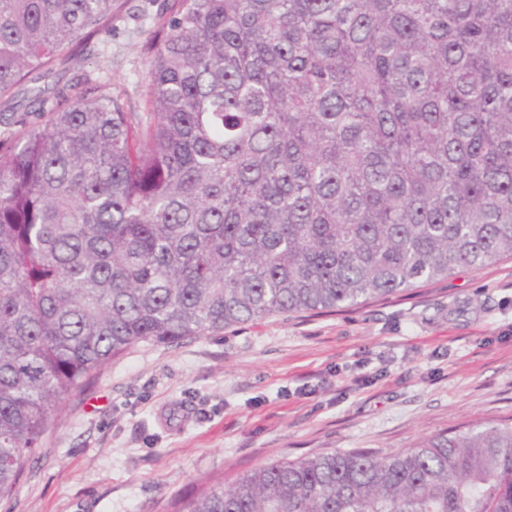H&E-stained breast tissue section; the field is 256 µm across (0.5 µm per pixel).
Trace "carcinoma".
Segmentation results:
<instances>
[{"instance_id": "1", "label": "carcinoma", "mask_w": 512, "mask_h": 512, "mask_svg": "<svg viewBox=\"0 0 512 512\" xmlns=\"http://www.w3.org/2000/svg\"><path fill=\"white\" fill-rule=\"evenodd\" d=\"M112 2L0 0V500L63 399L138 343L512 257V0H174L141 110L61 74ZM174 506L512 512V423L264 464Z\"/></svg>"}]
</instances>
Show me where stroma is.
<instances>
[{
	"instance_id": "obj_1",
	"label": "stroma",
	"mask_w": 512,
	"mask_h": 512,
	"mask_svg": "<svg viewBox=\"0 0 512 512\" xmlns=\"http://www.w3.org/2000/svg\"><path fill=\"white\" fill-rule=\"evenodd\" d=\"M171 0H115L67 80L143 104V47ZM512 419V258L346 311L277 313L139 343L67 397L0 512H173L213 478Z\"/></svg>"
}]
</instances>
